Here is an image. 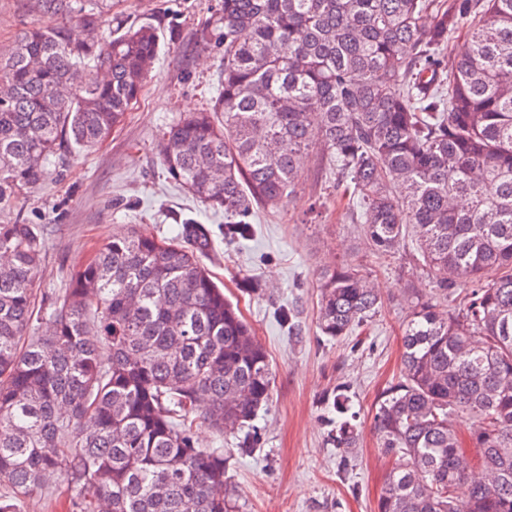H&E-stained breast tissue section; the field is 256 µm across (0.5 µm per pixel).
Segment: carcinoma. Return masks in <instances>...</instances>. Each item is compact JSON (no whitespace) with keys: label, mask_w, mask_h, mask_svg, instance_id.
<instances>
[{"label":"carcinoma","mask_w":512,"mask_h":512,"mask_svg":"<svg viewBox=\"0 0 512 512\" xmlns=\"http://www.w3.org/2000/svg\"><path fill=\"white\" fill-rule=\"evenodd\" d=\"M38 5L49 22L0 52V209L111 134L160 47L151 24L110 27L112 0ZM462 29L468 50L452 58ZM212 34L217 96L162 133L168 175L224 211V237L247 239L254 209L282 203L317 148L369 248L388 256L413 238L449 302L409 288L403 373L373 416L381 448L406 463L377 512H512V0H223ZM212 243L192 219L174 238H114L40 298L44 237L0 224V512L59 481L79 512H236L230 456L202 447L196 407L248 453L273 375L200 260ZM319 280L330 339L379 307L352 266ZM327 404L332 444L356 447L344 391ZM460 414L477 424L469 447L487 481L471 473Z\"/></svg>","instance_id":"carcinoma-1"}]
</instances>
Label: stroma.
Returning <instances> with one entry per match:
<instances>
[{
	"mask_svg": "<svg viewBox=\"0 0 512 512\" xmlns=\"http://www.w3.org/2000/svg\"><path fill=\"white\" fill-rule=\"evenodd\" d=\"M222 0H112V18L149 23L161 35L159 55L137 102L95 150L68 157L52 175L15 203L46 241L38 291L68 287L72 273L114 236L140 232L173 237L183 219L213 231L214 251L203 257L224 293L237 301L269 356L272 399L253 425L259 435L249 454L233 437L199 424L203 446L234 454L227 483L239 512H376L396 456L378 445L374 406L401 370L402 328L410 315L407 284L435 297L432 278L411 261L404 245L390 256L373 253L334 188L317 152H310L294 193L275 209H258L250 239H224V216L206 211L172 182L156 150L157 138L188 113L206 108L223 66L222 51L204 38ZM37 0H0V45L24 28L44 23ZM347 262L378 289L381 306L351 336H322L317 326L319 273ZM267 291L246 294L247 282ZM295 314L296 330L281 325L278 308ZM345 389L356 415L359 441L352 454L328 442L327 395Z\"/></svg>",
	"mask_w": 512,
	"mask_h": 512,
	"instance_id": "1",
	"label": "stroma"
}]
</instances>
